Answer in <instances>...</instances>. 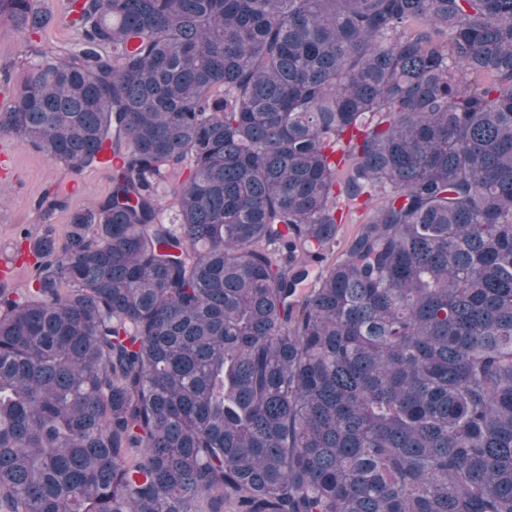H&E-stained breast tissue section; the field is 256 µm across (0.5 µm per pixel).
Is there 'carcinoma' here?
Listing matches in <instances>:
<instances>
[{
	"mask_svg": "<svg viewBox=\"0 0 512 512\" xmlns=\"http://www.w3.org/2000/svg\"><path fill=\"white\" fill-rule=\"evenodd\" d=\"M69 13L0 134L118 162L0 287L6 512H512V0ZM343 208V224H339L338 233L336 237V244L334 246V255L336 259L339 258L346 250L348 242L356 234L359 223L366 217L369 206H365L362 202L347 203L342 201Z\"/></svg>",
	"mask_w": 512,
	"mask_h": 512,
	"instance_id": "cac0c4a2",
	"label": "carcinoma"
}]
</instances>
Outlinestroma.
<instances>
[{
	"mask_svg": "<svg viewBox=\"0 0 512 512\" xmlns=\"http://www.w3.org/2000/svg\"><path fill=\"white\" fill-rule=\"evenodd\" d=\"M39 8L52 16L49 25L33 37H25L8 16L0 15V105L25 73L28 60L41 55L65 57L78 42V35L66 19V0H37ZM13 154V169L0 177V259L8 257L19 244L21 231L37 236L45 224L38 203L46 191L64 189L72 181L82 186L80 194L69 196L66 209L56 211L53 226L63 231L73 211L103 199L111 187L109 170L90 167L80 172L48 160L15 137L0 135V149Z\"/></svg>",
	"mask_w": 512,
	"mask_h": 512,
	"instance_id": "obj_1",
	"label": "stroma"
}]
</instances>
